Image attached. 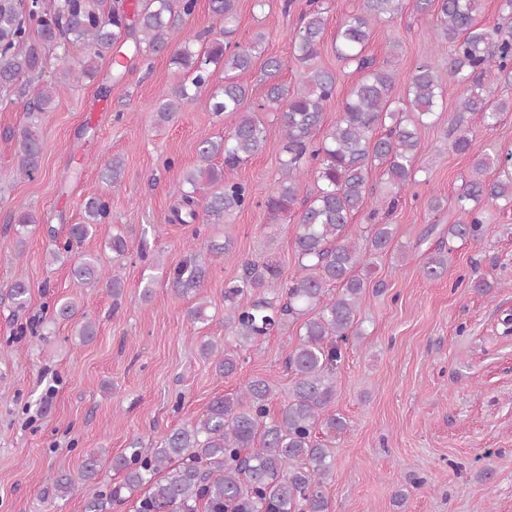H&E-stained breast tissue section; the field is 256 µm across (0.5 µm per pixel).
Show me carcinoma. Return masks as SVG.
Here are the masks:
<instances>
[{"label": "carcinoma", "instance_id": "cac0c4a2", "mask_svg": "<svg viewBox=\"0 0 512 512\" xmlns=\"http://www.w3.org/2000/svg\"><path fill=\"white\" fill-rule=\"evenodd\" d=\"M197 0H145L128 15L119 0H57L48 10L20 11L18 0H0V86L11 87L26 100L25 126L17 134V167L27 177L40 168L42 140L37 123L53 103L50 89L29 93L27 79L42 68L45 47L62 49L61 71L65 78L93 77L96 62L116 51L137 56L148 48H169L170 35L191 15ZM236 0H210V10L219 28L207 33L205 50L192 49L186 41L172 49L171 60L183 70V80L164 95L158 106L167 120L183 111L212 84L210 66L224 67V84L211 93L215 115L232 113L237 121L219 140L205 138L198 144L200 165L186 172L178 185L179 206L173 209L181 224H222L226 218L252 203L247 185L224 180L223 169L213 160L221 156L224 166L247 163L268 145L265 124L256 112L280 113V177L263 200L273 224L288 219L298 203L302 181L311 176L318 189L303 201L293 228L296 270L284 282L277 261L271 257L246 260L243 274L224 284V329L241 344L254 346L292 321L301 322L298 343L286 357L293 374L287 400L271 413L272 384L257 377L234 393L214 398L206 413L192 424L174 428L152 447L135 440L112 460L124 472V480L102 490H86L85 512H116L133 503V512H328L324 487L333 470L329 449L316 439V430L336 435L347 428L339 414L327 408L336 399V367L343 346L361 335L356 311L366 291L358 268L371 265L364 258L358 238L349 232L352 217L367 211L369 224L359 238L368 242L371 256L389 248L391 225L383 223L398 206L393 197L367 206L369 175H380L397 189L415 176L420 152L418 127L430 123L443 89L432 62H420L403 96H394V74L385 65L365 55L373 25L392 20L404 0H363L362 8L344 19L336 33V53L362 72L359 81L337 103L336 122L323 128V115L336 98V74L315 65L319 57L328 10L324 0H306L301 26L291 37L294 62L304 68L302 86L291 91L280 82L288 64L281 59L263 62L266 85L264 104L249 110V91L235 73L250 70L260 38L236 42ZM413 9L436 15V47L450 45L448 80L463 87L454 112L448 114L451 147L473 156V165L454 206L469 217L462 224L448 225V240L479 241L488 232L484 208L500 201L512 206V151L491 158L475 142L471 120L485 127L496 125L502 114L512 111V101L491 98L492 87L512 81V26L487 27L478 21L481 0H413ZM79 44V66L68 60V45ZM413 113L403 120L401 115ZM503 176L486 179L492 165ZM85 223L70 225L66 239L55 240L49 255L72 257L70 274L82 284L103 282L112 293V306L122 303L124 285L105 276L101 259L79 251L109 214V204L100 195L84 203ZM37 223L33 213L21 206L15 216L20 236ZM448 250L441 243L422 264L423 277L436 280L446 269ZM210 267L195 256L184 259L168 276L172 290L181 296L199 293ZM339 288L332 296L329 288ZM14 308L27 306L29 288L18 277L7 289ZM53 316L77 320V335L87 341L96 335L94 320L78 317L72 300H60ZM199 354L213 365L217 375L230 377L241 356L216 341L204 340ZM98 458H86L78 477L58 473L52 478L54 495H72L79 481L95 474Z\"/></svg>", "mask_w": 512, "mask_h": 512}]
</instances>
